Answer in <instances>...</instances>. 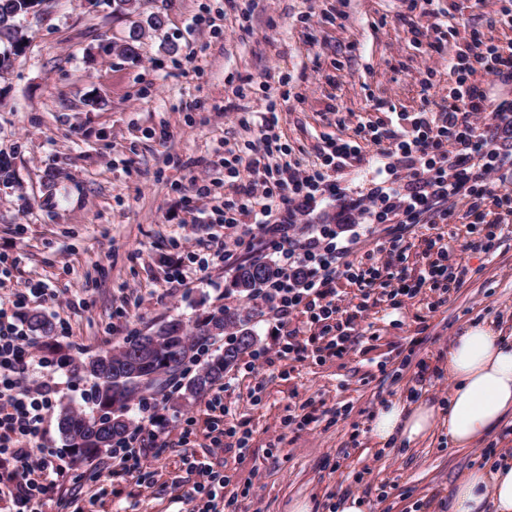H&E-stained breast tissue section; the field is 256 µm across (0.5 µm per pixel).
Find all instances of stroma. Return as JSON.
I'll use <instances>...</instances> for the list:
<instances>
[{
  "mask_svg": "<svg viewBox=\"0 0 512 512\" xmlns=\"http://www.w3.org/2000/svg\"><path fill=\"white\" fill-rule=\"evenodd\" d=\"M433 14H410L402 0H141L138 18L115 14L112 0H45L28 18L29 43L0 76V154L13 175L0 178V254L13 258L8 287L40 280L57 300L35 302L71 334L42 356L81 362L154 323L252 302L231 291L233 268L215 264L201 281L172 288L178 241L206 248L218 209L235 196L215 188L190 202L193 183L215 176L225 149L259 144V114L279 101L282 140L313 158L322 134L351 136L356 125L396 107L413 113L424 95L448 89V61L471 30L496 44L512 28L494 24L498 0H435ZM321 21L306 26V13ZM165 20L148 31L136 59L117 53L132 21ZM216 24L199 34L197 18ZM448 25L454 38L431 56L410 43L411 26ZM434 86L423 93L426 66ZM305 102L282 100L284 90ZM442 237L449 266L463 276L447 293L423 290L393 308L382 292L364 295L346 276L336 302L358 314L347 351L306 359L277 357L266 317L254 322L272 366L253 372L242 356L221 387L225 426L250 429L247 448L211 446L210 395L178 396L165 419L195 417L188 445L145 460L153 484L113 478L95 512H188L186 464L206 461L230 479L236 512H336L348 495L365 512H450L464 471L486 467L482 449L512 454V417L481 444L458 448L446 427L412 448L374 447L370 422L385 401L444 402L448 344L468 324H495L512 336V223L499 225L492 252L475 249L467 221L420 224L404 234L409 268L435 260L427 242ZM316 419L300 425L301 416Z\"/></svg>",
  "mask_w": 512,
  "mask_h": 512,
  "instance_id": "obj_1",
  "label": "stroma"
}]
</instances>
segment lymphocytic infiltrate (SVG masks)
<instances>
[{
	"mask_svg": "<svg viewBox=\"0 0 512 512\" xmlns=\"http://www.w3.org/2000/svg\"><path fill=\"white\" fill-rule=\"evenodd\" d=\"M448 72L453 85L439 101H425L414 115L401 112L393 121L358 123L346 139L323 135L315 161L308 164L293 158L292 147L279 131L277 107L268 103L260 116L261 148L245 157L230 149L222 161L226 177L240 178L245 169L253 175L238 198L224 203L223 222L233 229V239L214 236L207 253L184 247L182 258L167 274L168 283L186 284L213 261L228 263L239 250L263 245L275 254L278 270L260 293L271 329L282 338L278 353L300 359L304 348L286 338L298 313L307 317L317 352L339 355L347 348L355 319L338 316L337 274L366 292L388 289L393 299L415 297L426 287L439 290L448 280L444 245L438 260L409 275L403 267L405 250L396 239L384 263L369 265L347 262L360 239L339 240L334 224L321 225L311 238L297 239L296 226L319 205L335 203L351 224H454L466 216L487 226L477 249L493 250L497 224L487 221V207L512 217V190L500 185L503 171L512 170V153L497 146L499 121L512 112V99H489L483 85H512V43L493 44L480 31H471L449 60ZM367 145L377 148L370 187L364 193H347L337 176L362 161ZM276 156L281 164H273ZM461 200L468 203L463 213L456 208ZM54 296V289L39 282L27 291L0 296V499L8 501L9 512H40L49 500L55 512H86L84 499L62 493L54 479L60 471L57 451L44 444L55 394L74 385L73 363L55 365L41 357L37 340L17 324L31 301ZM180 388L181 380L175 377L161 392L139 401L140 418L115 441L106 471L149 488L144 460L165 450L152 428L159 422L160 406ZM189 472L190 512H219L228 476L197 460L190 462Z\"/></svg>",
	"mask_w": 512,
	"mask_h": 512,
	"instance_id": "f902f5d3",
	"label": "lymphocytic infiltrate"
}]
</instances>
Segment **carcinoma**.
Instances as JSON below:
<instances>
[{
  "label": "carcinoma",
  "mask_w": 512,
  "mask_h": 512,
  "mask_svg": "<svg viewBox=\"0 0 512 512\" xmlns=\"http://www.w3.org/2000/svg\"><path fill=\"white\" fill-rule=\"evenodd\" d=\"M41 3L43 0H0V71L8 69L12 57L26 49L29 37L21 21ZM163 24L161 16L153 15L147 26H131L121 45L122 55L137 57L146 29L158 30ZM276 271V265L269 262L242 263L236 268L229 288L250 299ZM255 316L256 313L242 309L211 312L196 319L191 336L182 320H162L124 340L118 348L99 353L107 360V369H94L92 357L79 363L76 371L94 382L92 408L83 412L66 405L61 407L58 416L59 434L73 459L92 462L110 451L112 444L102 446L100 439L108 435L114 440L129 431L132 425L127 416L130 404L149 391L159 390L164 382L177 375L193 358L196 344L214 343L224 336V331L232 329L235 336L183 387L186 395L198 397L220 384L240 357L257 345V336L249 327ZM24 319L33 335L53 338V324L42 313L31 311Z\"/></svg>",
  "instance_id": "obj_1"
}]
</instances>
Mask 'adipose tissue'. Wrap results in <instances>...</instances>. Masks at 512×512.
I'll return each instance as SVG.
<instances>
[{
	"label": "adipose tissue",
	"mask_w": 512,
	"mask_h": 512,
	"mask_svg": "<svg viewBox=\"0 0 512 512\" xmlns=\"http://www.w3.org/2000/svg\"><path fill=\"white\" fill-rule=\"evenodd\" d=\"M448 398L438 406L390 400L373 417L369 435L379 448L413 447L440 424L449 441L469 448L512 415V339L481 322L462 328L448 347ZM512 512V456L465 472L456 482L452 512Z\"/></svg>",
	"instance_id": "1"
}]
</instances>
